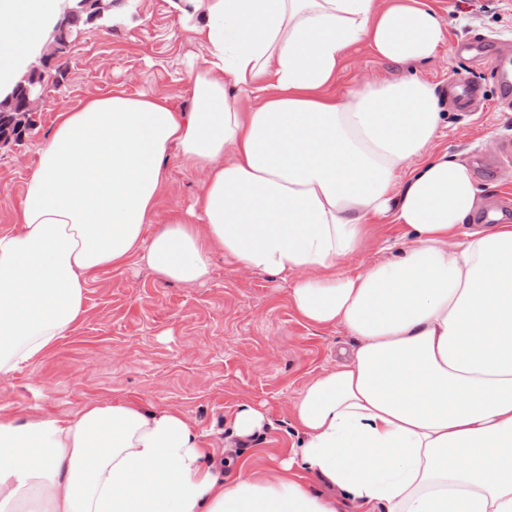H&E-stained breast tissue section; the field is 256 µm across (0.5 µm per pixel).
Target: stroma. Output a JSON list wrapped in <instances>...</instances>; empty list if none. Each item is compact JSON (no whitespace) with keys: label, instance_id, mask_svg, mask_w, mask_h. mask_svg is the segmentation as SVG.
Here are the masks:
<instances>
[{"label":"stroma","instance_id":"35a3bbf8","mask_svg":"<svg viewBox=\"0 0 512 512\" xmlns=\"http://www.w3.org/2000/svg\"><path fill=\"white\" fill-rule=\"evenodd\" d=\"M448 43L473 35L497 40L512 62V0H430ZM204 48L179 23L170 0H121L110 31L85 26L66 49L61 69L46 68L52 88L46 106L32 113L22 141L0 148V230L13 228L40 143L58 111L115 90L164 95L190 111L186 73ZM418 76L448 91L453 81L478 85L485 102L474 112L450 109L436 151L463 152L491 206L512 208V155L482 165L484 140H512V100L500 97L492 65L451 53L402 65L377 56L365 43L349 51L333 93L358 81ZM165 163L169 182L155 224L168 223L192 203L197 171L177 155ZM411 244L405 229L380 221L367 225L358 254L341 270L392 259ZM291 281L251 271L214 256L208 280L192 286L159 279L144 261L100 273L85 297L86 313L36 363L0 378V413L18 421L36 416H77L91 401H134L179 409L224 463L225 479L240 461L261 468L270 449L289 450L296 432L288 407L303 384L331 368L340 348L354 340L343 327L303 320L290 302ZM264 413L265 428L246 440L233 435L242 405Z\"/></svg>","mask_w":512,"mask_h":512}]
</instances>
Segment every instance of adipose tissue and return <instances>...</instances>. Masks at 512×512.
Listing matches in <instances>:
<instances>
[{
    "instance_id": "adipose-tissue-1",
    "label": "adipose tissue",
    "mask_w": 512,
    "mask_h": 512,
    "mask_svg": "<svg viewBox=\"0 0 512 512\" xmlns=\"http://www.w3.org/2000/svg\"><path fill=\"white\" fill-rule=\"evenodd\" d=\"M65 2L0 0V100ZM171 2L206 49L187 73L192 109L121 90L57 114L0 232V378L67 336L95 273L134 258L187 285L217 253L291 279L296 312L356 344L293 401L291 455L229 482L174 408L0 416V512H512V224L473 227L486 202L468 158L432 150L448 113L430 83L330 92L363 42L390 61L434 58L436 12L426 0ZM173 149L202 179L156 227ZM379 220L409 228L411 246L339 272Z\"/></svg>"
}]
</instances>
